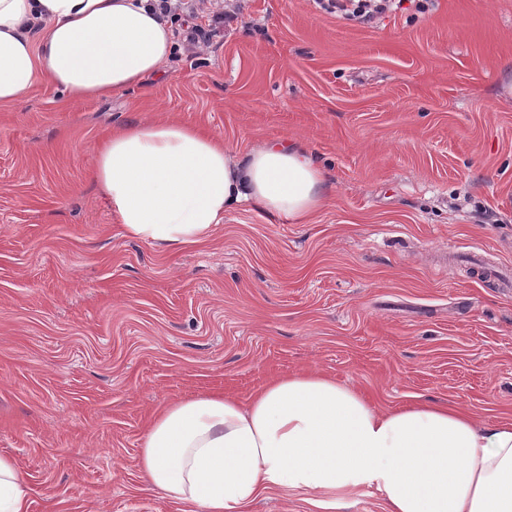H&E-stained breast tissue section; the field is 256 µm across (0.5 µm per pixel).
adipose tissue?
<instances>
[{
    "mask_svg": "<svg viewBox=\"0 0 512 512\" xmlns=\"http://www.w3.org/2000/svg\"><path fill=\"white\" fill-rule=\"evenodd\" d=\"M175 26L147 0H0V107L44 83L70 101L119 96L172 57ZM93 180L127 236L165 249L206 241L250 203L309 223L331 184L313 154L278 140L233 157L189 122L113 131ZM138 467L189 512H245L274 490L373 487L387 512H512V421L478 425L445 404L381 411L315 372L274 379L247 403L171 402L153 419ZM30 489L0 454V512H27Z\"/></svg>",
    "mask_w": 512,
    "mask_h": 512,
    "instance_id": "ef3b65f1",
    "label": "adipose tissue"
}]
</instances>
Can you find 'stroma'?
Returning a JSON list of instances; mask_svg holds the SVG:
<instances>
[{"label":"stroma","mask_w":512,"mask_h":512,"mask_svg":"<svg viewBox=\"0 0 512 512\" xmlns=\"http://www.w3.org/2000/svg\"><path fill=\"white\" fill-rule=\"evenodd\" d=\"M162 117L236 155L285 139L332 184L308 224L245 205L206 241L128 238L94 182L112 129ZM316 370L382 409L512 420V0L370 26L249 0L224 38L107 100L0 108V453L28 512H181L141 478L152 414ZM373 488L246 512H386Z\"/></svg>","instance_id":"obj_1"}]
</instances>
